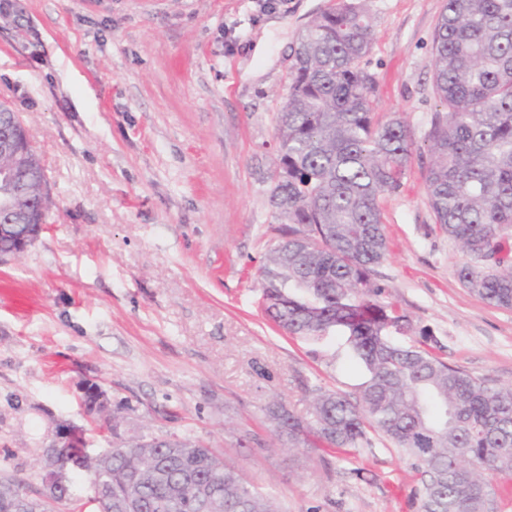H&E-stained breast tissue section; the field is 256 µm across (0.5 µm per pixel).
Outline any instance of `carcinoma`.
I'll return each mask as SVG.
<instances>
[{
	"mask_svg": "<svg viewBox=\"0 0 512 512\" xmlns=\"http://www.w3.org/2000/svg\"><path fill=\"white\" fill-rule=\"evenodd\" d=\"M367 0L338 2L300 37L288 95L275 113L278 170L270 201L284 224L263 273L266 312L286 332L342 336L365 380L357 395L312 390L310 418L268 408L288 447L321 443L348 454L390 439L420 476L421 512H497L492 479L512 478V385L494 386L432 352L392 339L407 315L376 301L374 268L388 254L381 201L401 187L414 150L397 113L375 117V77L361 67L373 24ZM433 84L443 111L429 133L426 195L439 230L474 263L460 283L512 309V0H446L433 35ZM25 137L0 103V126ZM27 183L0 181V209L34 201L46 222L45 167L34 149ZM100 512L128 498L139 512H277L270 498L188 438H140L86 458ZM0 512H54L20 481L0 482Z\"/></svg>",
	"mask_w": 512,
	"mask_h": 512,
	"instance_id": "cac0c4a2",
	"label": "carcinoma"
}]
</instances>
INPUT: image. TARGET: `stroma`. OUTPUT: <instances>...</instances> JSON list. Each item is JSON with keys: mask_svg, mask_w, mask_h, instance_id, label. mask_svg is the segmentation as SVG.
Here are the masks:
<instances>
[{"mask_svg": "<svg viewBox=\"0 0 512 512\" xmlns=\"http://www.w3.org/2000/svg\"><path fill=\"white\" fill-rule=\"evenodd\" d=\"M335 0H6L0 102L41 153L52 205L39 237L0 260V478L43 487L59 424L87 452L176 436L223 450L281 512H420L411 460L373 435L357 455L276 448L266 416L306 415L315 388L363 380L343 338H296L267 316L262 267L279 239L269 201L274 114L305 25ZM445 0H368L362 67L378 112L415 151L387 196L377 301L409 316L449 364L512 384V310L459 282L468 255L425 193L432 36ZM105 391L118 435L86 411Z\"/></svg>", "mask_w": 512, "mask_h": 512, "instance_id": "35a3bbf8", "label": "stroma"}]
</instances>
